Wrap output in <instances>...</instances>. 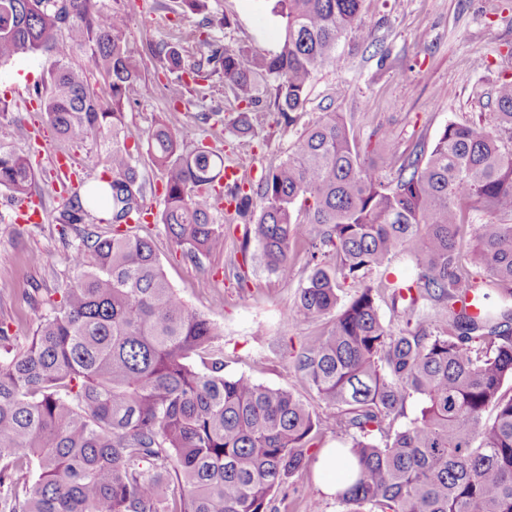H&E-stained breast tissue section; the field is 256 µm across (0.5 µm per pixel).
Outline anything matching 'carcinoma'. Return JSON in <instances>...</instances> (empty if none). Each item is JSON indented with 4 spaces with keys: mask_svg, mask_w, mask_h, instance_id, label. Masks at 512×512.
<instances>
[{
    "mask_svg": "<svg viewBox=\"0 0 512 512\" xmlns=\"http://www.w3.org/2000/svg\"><path fill=\"white\" fill-rule=\"evenodd\" d=\"M360 2L271 0L284 39L264 53L228 48L209 32L230 25L226 17L203 19L176 44L136 50L126 16L99 0H0V66L45 59L40 112L62 138L102 147L88 162L109 173L79 179L59 213L61 235L91 223L101 191L113 226L110 237L83 231L69 255L79 275L48 301L26 351L8 348L0 324V512H271L274 491L317 459L310 449L324 422L350 437L336 449L347 471L335 494L344 512H512V397L503 392L512 381V223L479 226L473 253L483 276L461 263L466 211L512 215V79L497 88L495 125L451 122L431 148L401 156L388 146L366 158L343 114L324 112L258 185L230 189L234 215L283 279L300 226L317 227L288 320L331 318L295 361L325 404L321 417L290 390L226 375L216 324L169 284L147 236L120 230L139 219L147 191L124 121L143 93L144 55L174 75L167 98L203 92L186 74L221 78L243 108L219 123L238 135L253 131L257 112L290 125L312 81L336 63ZM195 37L209 54L188 70ZM87 49L102 97L69 63ZM146 143L164 178L159 221L183 258L224 252L207 195L224 178V152L201 140L187 148L164 123ZM35 180L27 157L0 137V190L23 202ZM399 252L417 272L410 284L387 283L392 301L445 305L446 333L433 334L423 315L386 324L367 284L342 300L346 284ZM465 290L476 317L459 306ZM413 396L419 414L395 426ZM25 470L33 483L19 482Z\"/></svg>",
    "mask_w": 512,
    "mask_h": 512,
    "instance_id": "carcinoma-1",
    "label": "carcinoma"
}]
</instances>
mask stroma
Segmentation results:
<instances>
[{
	"mask_svg": "<svg viewBox=\"0 0 512 512\" xmlns=\"http://www.w3.org/2000/svg\"><path fill=\"white\" fill-rule=\"evenodd\" d=\"M101 2L128 16L127 38L137 47L174 41L200 22L199 15L173 12L172 0ZM208 13L215 20L230 19V26L219 32L226 46L278 50L280 30L267 0H208ZM336 55V64L313 81L294 125H279L265 116L245 138L218 124L198 126L193 118L203 108L228 114L238 110L221 79H211L205 100L190 94L186 106L176 109L163 96L170 73L159 59H145L146 87L125 111L127 132L141 144L155 124L169 123L187 144L218 140L229 158H255L260 177L286 159L305 125L321 113L341 112L360 144L374 150L390 144L399 153H409L415 144L432 145L448 123L492 121L496 89L512 79V0H362L358 26L340 38ZM45 77L46 67L38 58L0 68V97L12 105L0 132L8 134L19 152L29 153L35 135L47 148L46 158L33 163L42 223L0 224V322L9 327L17 351L27 347L48 310L47 300L58 299L59 289L77 275L69 255L79 236L74 230L60 233L61 204L48 158L64 154L77 167L96 150L90 143L79 147L62 140L39 112L22 106V98ZM139 167L150 186L142 232L152 238L173 288L218 326L225 373L290 389L313 413H323V403L294 362L308 339L323 334L329 322H291L285 317L309 271L305 245L294 246L293 274L281 279L264 266L256 243H245L244 226L221 214L217 220L226 235L223 254L197 265L185 261L156 220L163 203L162 176L147 153H140ZM415 272L414 261L403 253L366 275L365 284L382 288L377 304L385 323L402 327L416 321L417 312L393 303L383 286L395 278L412 279ZM321 482L311 468L290 477L274 496V512H307L314 500L320 501L321 512H341L336 500L323 495Z\"/></svg>",
	"mask_w": 512,
	"mask_h": 512,
	"instance_id": "1",
	"label": "stroma"
}]
</instances>
